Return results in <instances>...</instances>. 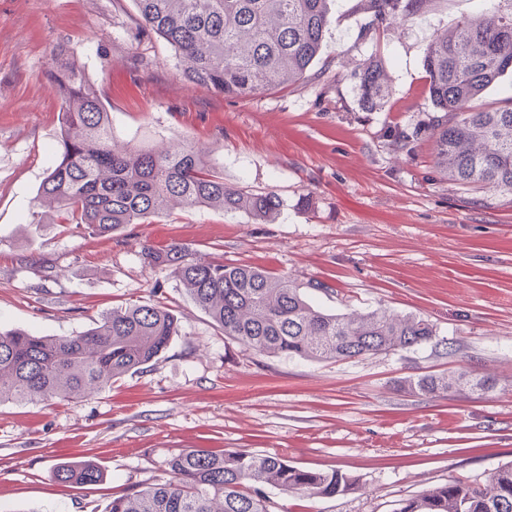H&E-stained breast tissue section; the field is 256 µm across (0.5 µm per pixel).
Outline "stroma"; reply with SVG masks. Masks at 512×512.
Wrapping results in <instances>:
<instances>
[{
    "label": "stroma",
    "instance_id": "1",
    "mask_svg": "<svg viewBox=\"0 0 512 512\" xmlns=\"http://www.w3.org/2000/svg\"><path fill=\"white\" fill-rule=\"evenodd\" d=\"M357 0H333L312 77L245 97L195 85L165 41L137 38L133 0H0V328L70 336L130 301L163 302L182 324L158 359L72 401L0 403V505L9 512H107L183 450L245 449L314 471L341 470L332 497L268 490L272 512H394L459 478L485 482L512 462V199L440 179L433 141L396 150L390 129L431 110L427 46L486 0H442L371 30ZM67 43L98 85L116 145H204L224 180L283 200L261 224L213 208H174L117 236L59 224L38 192L56 162L61 100L50 78ZM380 57L391 93L359 101L354 63ZM40 223H33V214ZM288 276L337 314L385 309L436 324L448 347L363 360L267 356L225 336L144 244ZM492 376L493 391L441 397L401 389L427 373ZM74 459L95 485L57 483ZM54 478L60 483L93 485L102 478L100 468L86 460H75L54 467Z\"/></svg>",
    "mask_w": 512,
    "mask_h": 512
}]
</instances>
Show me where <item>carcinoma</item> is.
<instances>
[{"label":"carcinoma","instance_id":"obj_1","mask_svg":"<svg viewBox=\"0 0 512 512\" xmlns=\"http://www.w3.org/2000/svg\"><path fill=\"white\" fill-rule=\"evenodd\" d=\"M141 35L161 38L183 62L191 83L242 97L296 84L309 76L330 25L331 0H133ZM438 0H358L356 8L380 25L428 12ZM432 113L410 129L391 133L393 144L412 149L421 134L434 139L438 172L474 193L512 197V98L495 106L480 99L512 75V7L489 0L487 10L463 16L430 40L424 56ZM363 109L382 108L390 94L383 61L355 65ZM63 111L58 160L40 197L57 205L62 222L98 236L127 224H144L173 206L214 207L262 224L283 206L273 191L247 190L224 181L206 150L185 139L174 148L112 145V119L74 51L62 43L51 59ZM143 267L168 270L193 304L224 335L260 354L314 361L365 359L433 342L437 327L416 315L375 309L329 313L307 300L285 275L224 263L182 245H143ZM181 332V323L159 303L130 302L104 312L72 336H36L0 330V403L76 399L112 379L151 363ZM408 388L440 397L450 390L486 393L489 376L466 372L419 375ZM169 478L132 484L112 497L107 512H270L263 488L284 494L332 496L352 478L338 470L313 471L272 455L243 449L221 454L192 448L166 462ZM60 483L93 485L100 468L86 460L54 467ZM396 512H512V464L488 483L450 480L400 503Z\"/></svg>","mask_w":512,"mask_h":512}]
</instances>
